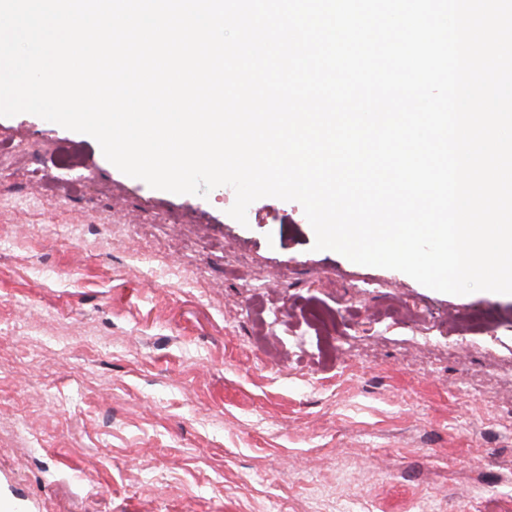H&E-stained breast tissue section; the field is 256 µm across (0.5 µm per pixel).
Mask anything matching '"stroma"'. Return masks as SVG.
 Masks as SVG:
<instances>
[{"instance_id":"obj_1","label":"stroma","mask_w":512,"mask_h":512,"mask_svg":"<svg viewBox=\"0 0 512 512\" xmlns=\"http://www.w3.org/2000/svg\"><path fill=\"white\" fill-rule=\"evenodd\" d=\"M9 512H512V297L313 250L0 116ZM77 156L68 183L60 152Z\"/></svg>"}]
</instances>
